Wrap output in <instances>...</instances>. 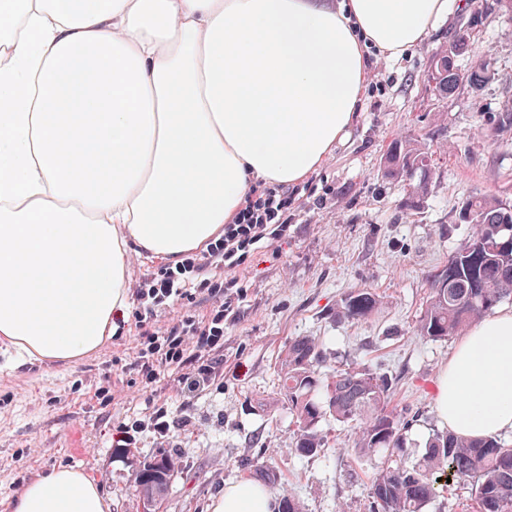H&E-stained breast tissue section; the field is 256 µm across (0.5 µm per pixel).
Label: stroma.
<instances>
[{"label": "stroma", "instance_id": "35a3bbf8", "mask_svg": "<svg viewBox=\"0 0 512 512\" xmlns=\"http://www.w3.org/2000/svg\"><path fill=\"white\" fill-rule=\"evenodd\" d=\"M450 8L449 23L411 54H373L357 123L310 178L314 189L331 186L328 199L302 201L287 237L256 249L240 270L220 386L183 398L164 380L145 392L135 381L141 339L128 313L114 318L98 352L74 363H22L0 342V512H10L27 481L63 465L96 478L111 512H137L136 475L163 455L177 468L162 512H209L225 485L248 477L257 462L276 470L274 493L292 494L302 512H371L379 460L350 454L349 427L325 418L321 452H293L294 417L277 389L280 360L292 338L312 336L323 344L322 373L346 363L394 379L392 409L418 416L404 463L443 429L434 391L457 340H426L416 320L431 274L472 233L458 219L462 202L483 194L512 202V132H492L501 108L512 104V14L477 21L458 0ZM465 26L475 57L490 61L496 78L480 91L439 97L422 74L449 31ZM414 131L428 138L436 176L412 212L402 207L403 183L383 178L379 167L390 142ZM353 288L375 291L381 307L366 321H337L336 302ZM157 404L188 421L164 441L149 426ZM134 422L131 447H113V433Z\"/></svg>", "mask_w": 512, "mask_h": 512}]
</instances>
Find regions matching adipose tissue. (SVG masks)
Listing matches in <instances>:
<instances>
[{
    "label": "adipose tissue",
    "mask_w": 512,
    "mask_h": 512,
    "mask_svg": "<svg viewBox=\"0 0 512 512\" xmlns=\"http://www.w3.org/2000/svg\"><path fill=\"white\" fill-rule=\"evenodd\" d=\"M448 0H0V339L26 362L96 351L130 301L131 255L178 263L251 186L305 183L355 124L370 51L400 58ZM440 422L512 435V308L464 332ZM73 466L11 512H109ZM244 479L210 512H277Z\"/></svg>",
    "instance_id": "ef3b65f1"
}]
</instances>
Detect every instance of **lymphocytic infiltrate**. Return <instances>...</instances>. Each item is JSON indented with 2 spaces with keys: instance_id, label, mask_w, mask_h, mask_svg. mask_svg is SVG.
Returning a JSON list of instances; mask_svg holds the SVG:
<instances>
[{
  "instance_id": "lymphocytic-infiltrate-1",
  "label": "lymphocytic infiltrate",
  "mask_w": 512,
  "mask_h": 512,
  "mask_svg": "<svg viewBox=\"0 0 512 512\" xmlns=\"http://www.w3.org/2000/svg\"><path fill=\"white\" fill-rule=\"evenodd\" d=\"M302 191L299 185L254 189L223 233L205 249L184 255L178 264L163 267L139 283L132 316L144 340L135 362L141 383L152 386L172 371L176 390L185 394L217 385L224 323L233 313L231 301L223 297L224 276L243 265L255 245L286 236ZM203 294L215 300L205 315H186L164 331L154 329L159 312L178 302L195 304Z\"/></svg>"
}]
</instances>
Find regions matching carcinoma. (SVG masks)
Returning <instances> with one entry per match:
<instances>
[{"label": "carcinoma", "mask_w": 512, "mask_h": 512, "mask_svg": "<svg viewBox=\"0 0 512 512\" xmlns=\"http://www.w3.org/2000/svg\"><path fill=\"white\" fill-rule=\"evenodd\" d=\"M481 12H512V0H473ZM448 66L435 86L444 98L460 89L478 91L495 78L491 63L477 59L466 70L458 58L475 53L467 31L448 39ZM385 178L408 186L404 210L416 211L428 195L436 172L420 134L391 142L380 167ZM459 220L473 226L464 246L432 275L430 292L419 314L416 331L430 341H442L464 332L474 321L512 298V204L496 196H476L463 202ZM379 296L369 288H354L336 302V320H365L377 313ZM324 363L322 343L297 336L288 344L280 364L279 395L295 418L293 451L314 455L324 448L318 430L327 415L356 429L357 457L381 451L385 459L371 482L374 512H424L435 497L434 474L469 487L477 512H512V446L495 437L464 438L451 431L437 432L411 466L400 453L414 418L389 408L393 381L364 366L338 369L327 381L323 397L317 368ZM174 463L160 457L143 465L136 479L137 494L150 489L167 496Z\"/></svg>", "instance_id": "obj_1"}]
</instances>
